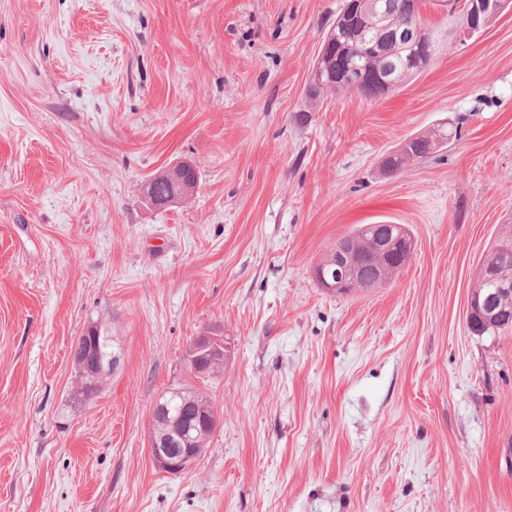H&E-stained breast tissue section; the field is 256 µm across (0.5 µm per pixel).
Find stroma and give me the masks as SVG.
I'll return each instance as SVG.
<instances>
[{"instance_id": "1", "label": "stroma", "mask_w": 512, "mask_h": 512, "mask_svg": "<svg viewBox=\"0 0 512 512\" xmlns=\"http://www.w3.org/2000/svg\"><path fill=\"white\" fill-rule=\"evenodd\" d=\"M344 3L0 0V512H512V333L466 323L512 225V10L395 92L312 110ZM177 162L195 192L150 206ZM363 224L405 225L408 263L321 288ZM92 325L120 363L84 400ZM212 329L219 425L168 474L155 402ZM448 132L438 130L437 133L421 135L406 139L400 147L392 153L387 163L388 169L398 171L409 162L427 158L435 153L443 144L448 142Z\"/></svg>"}]
</instances>
